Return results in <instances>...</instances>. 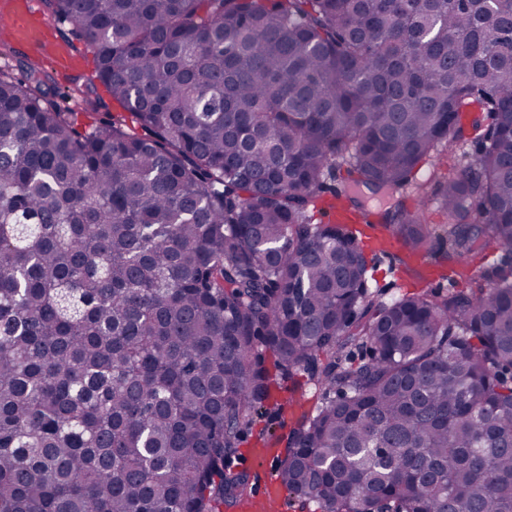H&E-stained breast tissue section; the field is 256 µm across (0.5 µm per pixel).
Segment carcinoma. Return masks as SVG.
Here are the masks:
<instances>
[{
    "label": "carcinoma",
    "instance_id": "carcinoma-1",
    "mask_svg": "<svg viewBox=\"0 0 512 512\" xmlns=\"http://www.w3.org/2000/svg\"><path fill=\"white\" fill-rule=\"evenodd\" d=\"M44 2L125 114L0 67V512L242 506L283 379L290 497L512 512V0ZM338 203L465 287L384 300Z\"/></svg>",
    "mask_w": 512,
    "mask_h": 512
}]
</instances>
